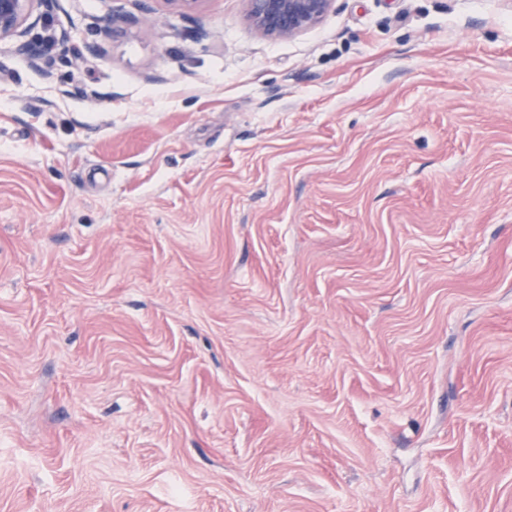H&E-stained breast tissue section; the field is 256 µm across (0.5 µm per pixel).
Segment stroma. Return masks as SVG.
Segmentation results:
<instances>
[{"instance_id":"1","label":"stroma","mask_w":512,"mask_h":512,"mask_svg":"<svg viewBox=\"0 0 512 512\" xmlns=\"http://www.w3.org/2000/svg\"><path fill=\"white\" fill-rule=\"evenodd\" d=\"M122 8L0 43V512H512V0ZM251 26L265 37L292 38L317 26L335 0H244ZM53 43L56 47L55 55L62 63L72 64L83 59V53L66 31H61L58 35H54Z\"/></svg>"}]
</instances>
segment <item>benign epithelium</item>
Returning <instances> with one entry per match:
<instances>
[{
    "label": "benign epithelium",
    "instance_id": "benign-epithelium-1",
    "mask_svg": "<svg viewBox=\"0 0 512 512\" xmlns=\"http://www.w3.org/2000/svg\"><path fill=\"white\" fill-rule=\"evenodd\" d=\"M251 26L265 37L292 38L317 26L332 9L335 0H244ZM49 0H0V41L19 39L17 49L35 67L48 59L44 40L31 37L33 28L49 17ZM130 16L114 11L106 20L105 35L123 32ZM56 56L64 64L83 59V53L69 33L53 36Z\"/></svg>",
    "mask_w": 512,
    "mask_h": 512
}]
</instances>
